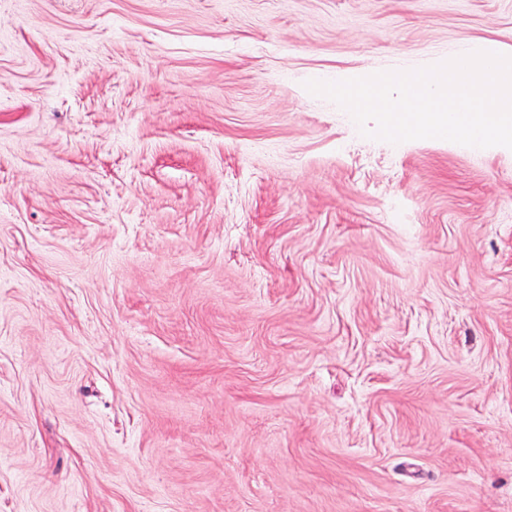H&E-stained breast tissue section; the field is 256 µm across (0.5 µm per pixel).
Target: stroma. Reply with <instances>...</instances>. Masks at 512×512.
Instances as JSON below:
<instances>
[{"instance_id":"stroma-1","label":"stroma","mask_w":512,"mask_h":512,"mask_svg":"<svg viewBox=\"0 0 512 512\" xmlns=\"http://www.w3.org/2000/svg\"><path fill=\"white\" fill-rule=\"evenodd\" d=\"M512 55V0H0V512H512V150L311 95Z\"/></svg>"}]
</instances>
